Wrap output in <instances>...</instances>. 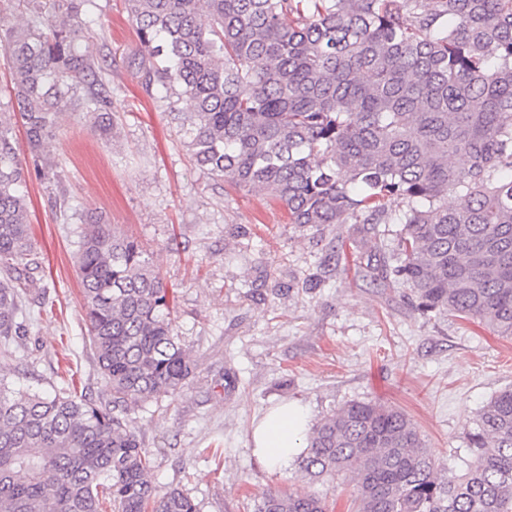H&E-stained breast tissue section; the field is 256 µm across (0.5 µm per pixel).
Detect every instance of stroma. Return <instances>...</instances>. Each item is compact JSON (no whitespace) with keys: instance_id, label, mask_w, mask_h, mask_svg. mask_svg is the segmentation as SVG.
<instances>
[{"instance_id":"obj_1","label":"stroma","mask_w":512,"mask_h":512,"mask_svg":"<svg viewBox=\"0 0 512 512\" xmlns=\"http://www.w3.org/2000/svg\"><path fill=\"white\" fill-rule=\"evenodd\" d=\"M90 9L114 128L101 138L68 108L49 144L57 179L30 178L35 277L51 303L31 309L20 357L0 364V375L109 399L74 264L78 214L93 209L177 288L173 328L197 363L184 389L129 415L159 490L181 489L198 512H254L263 493L297 490L352 512V481L314 482L296 463L272 469L253 456L254 418L282 400L303 406L312 424L353 400L393 405L436 460L463 469L478 412L512 388V340L423 314L408 289L368 269V259L388 260L396 225L300 228L266 196L194 166L180 134L188 102L152 98L128 66L141 44L124 0H92Z\"/></svg>"}]
</instances>
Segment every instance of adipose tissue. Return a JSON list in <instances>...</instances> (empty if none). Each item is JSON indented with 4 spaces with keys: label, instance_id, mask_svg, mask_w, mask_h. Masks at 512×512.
<instances>
[{
    "label": "adipose tissue",
    "instance_id": "adipose-tissue-1",
    "mask_svg": "<svg viewBox=\"0 0 512 512\" xmlns=\"http://www.w3.org/2000/svg\"><path fill=\"white\" fill-rule=\"evenodd\" d=\"M307 423L308 415L298 404L286 402L277 406L252 430L254 454L264 464L287 467L303 449Z\"/></svg>",
    "mask_w": 512,
    "mask_h": 512
}]
</instances>
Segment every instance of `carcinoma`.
<instances>
[{
  "instance_id": "carcinoma-1",
  "label": "carcinoma",
  "mask_w": 512,
  "mask_h": 512,
  "mask_svg": "<svg viewBox=\"0 0 512 512\" xmlns=\"http://www.w3.org/2000/svg\"><path fill=\"white\" fill-rule=\"evenodd\" d=\"M23 27L0 28L11 64L0 113V354L30 333L26 302L41 262L29 222L28 168L60 113L76 106L112 136L109 87L88 51L87 0H17ZM142 52V88L187 99L194 164L268 195L300 228L399 224L392 263L423 313L472 320L512 338V0H125ZM83 95L75 97L77 90ZM464 156L468 167L454 164ZM405 210L394 216L387 202ZM75 265L88 337L112 400L45 395L0 378V512H197L151 482L131 410L182 389L196 364L174 334L176 291L149 253L104 216L79 217ZM459 473L429 454L402 411L351 401L307 432L299 465L356 483V512H512V388L493 395L469 433ZM257 512H329L301 491L267 492Z\"/></svg>"
}]
</instances>
